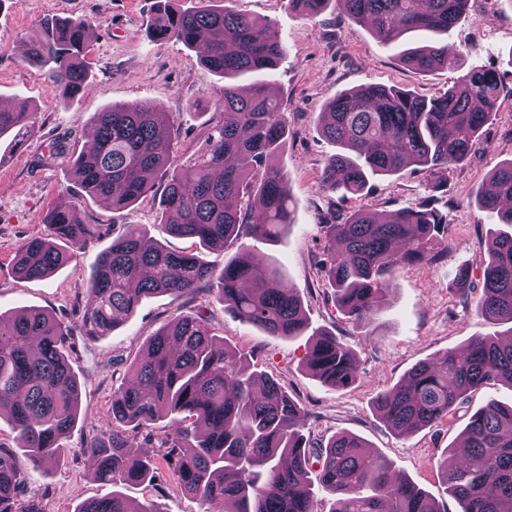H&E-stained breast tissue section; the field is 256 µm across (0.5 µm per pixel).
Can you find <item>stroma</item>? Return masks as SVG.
<instances>
[{
  "label": "stroma",
  "instance_id": "stroma-1",
  "mask_svg": "<svg viewBox=\"0 0 512 512\" xmlns=\"http://www.w3.org/2000/svg\"><path fill=\"white\" fill-rule=\"evenodd\" d=\"M155 0H0V104L22 100L32 111L33 127L21 142L12 134L0 137V315L36 308L52 314L71 331L68 354L81 385V405L93 419H78L64 441V463L45 476H34L26 494L41 512H75L88 498L111 494L110 485L95 476L93 461L82 447L95 429L104 428L112 390L126 375L129 362L144 348L148 336L179 313L197 311L234 349L247 353L252 369L277 376L289 396L310 413L313 439L326 444L339 432L360 436L374 452L389 459L396 473L427 491L442 512H458L444 491L443 462H456L461 433L470 416L489 401L512 404V385L495 382L469 394L447 419L407 436L395 435L372 410L381 391L399 382L417 363L433 360L451 348H464L475 334L503 335L508 327L481 317L474 306H463L450 283L462 264L480 266L486 256L491 218L474 200L491 170L512 159V96L501 98L470 157L449 169L447 187L438 192L448 228L433 240L431 263L390 266L385 279L389 294L370 326L358 327L333 305L325 279L316 265L324 245V224L365 208L388 213L418 204L428 196V176L420 169L370 180L358 196L341 197L324 190L319 171L334 146L318 130L319 114L336 94L365 85H397L426 97L447 90L472 67L497 70L512 87V0H470L461 21L448 34V52L457 63L451 69L423 73L399 64L392 50L380 46L364 26L341 14L335 0L324 13L307 18L291 10L287 0H232L234 9L267 21L285 43L287 52L263 79L278 93L287 116V135L276 162L291 179L295 222L279 242L245 235L224 251H203L205 260L223 264L245 250L258 260L275 264L302 301L310 333L280 339L260 333L234 319L214 298L194 301L173 295L143 300L136 313L112 334L84 336L82 315L88 302L89 276L98 255L107 249L123 225L137 224L173 250H186L191 240L170 235L159 222L163 182L148 196L120 211L82 194L75 186L68 159L49 167L35 166L58 137L70 150L91 143V122L105 107L150 102L176 114L181 123L179 146L195 152L204 146L205 128L215 110L223 81L200 62L199 49L176 42L158 43L146 30ZM82 18L94 35L87 86L69 99L24 61L26 41L44 18ZM475 53H468L469 45ZM74 204L84 223L97 227L95 238L71 263L50 277L19 278L13 258L23 242L47 236L42 222L53 207ZM326 329L349 348L359 378L337 391L324 386L303 366L312 331ZM131 501H155L161 512H203L200 502L173 487L153 489L129 485Z\"/></svg>",
  "mask_w": 512,
  "mask_h": 512
}]
</instances>
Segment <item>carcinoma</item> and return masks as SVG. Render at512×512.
I'll use <instances>...</instances> for the list:
<instances>
[{"instance_id": "obj_1", "label": "carcinoma", "mask_w": 512, "mask_h": 512, "mask_svg": "<svg viewBox=\"0 0 512 512\" xmlns=\"http://www.w3.org/2000/svg\"><path fill=\"white\" fill-rule=\"evenodd\" d=\"M157 0L149 36L156 42L206 46L203 66L224 78L218 120L204 148L188 161L174 150L177 117L153 104H114L94 115L93 147L77 155L72 176L92 198L124 210L165 182L160 221L182 238L224 249L245 233L274 242L294 222L287 172L266 164L286 135L282 104L256 82L244 90L234 80L275 68L285 46L266 23L229 7L177 10ZM329 0H288V8L314 17ZM343 13L368 27L389 48L410 32L430 44L403 49L399 61L422 72L452 67L448 32L466 13L468 0H338ZM84 19H50L27 42L26 62L69 98L85 87L90 71ZM507 92L500 74L471 68L448 90L426 97L397 86L367 85L337 94L320 114V132L336 146L324 162L325 189L358 195L370 179L414 165L433 178L462 164ZM31 112L25 103L0 109V136H24ZM491 190L477 207L495 211L477 312L512 324V160L490 173ZM429 195L390 214L366 209L324 225V258L318 270L334 306L356 325L375 319L388 288L384 275L395 262L431 261V239L446 215ZM53 239L32 238L16 252L14 268L28 279L52 275L77 259L95 237L76 208L58 206L45 218ZM471 269L461 266L454 285L471 302ZM215 292L224 310L268 336L305 333L301 301L279 269L239 253L218 268L190 251H174L135 224L103 252L89 278L91 305L84 334L108 336L131 317L143 298ZM70 330L43 310L27 309L3 324L0 317V414L7 413L20 450L0 444V512H40L23 498L31 473L47 474L64 458L63 441L81 411V388L67 352ZM304 366L326 386L343 390L358 378L356 361L339 338L316 333ZM112 391L104 429L85 451L96 460L100 481L112 495L81 501L75 512H158L133 505L120 488L151 484L159 469L168 482L197 497L204 512H319L308 473L317 458L321 488L333 496L330 512H439L416 484L395 479L384 457L349 432L332 436L317 455L304 433L309 413L273 376L250 371L247 356L229 352L201 314L185 313L147 338ZM491 382L512 384V341L476 334L461 350L412 367L378 393L373 408L392 432L410 435L455 412L468 393ZM169 422L162 427L157 422ZM464 457L445 471L446 492L460 512H512V406L495 401L473 413L463 432Z\"/></svg>"}]
</instances>
